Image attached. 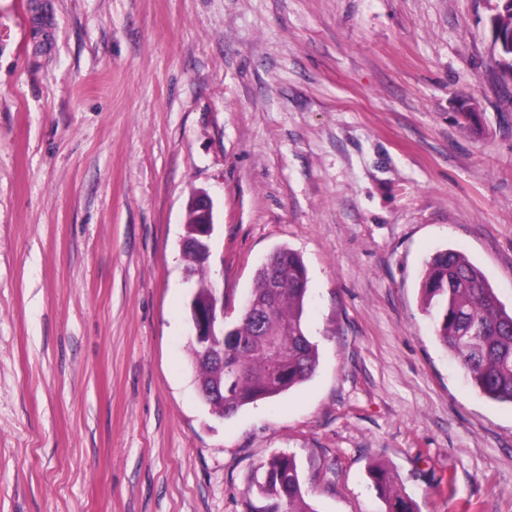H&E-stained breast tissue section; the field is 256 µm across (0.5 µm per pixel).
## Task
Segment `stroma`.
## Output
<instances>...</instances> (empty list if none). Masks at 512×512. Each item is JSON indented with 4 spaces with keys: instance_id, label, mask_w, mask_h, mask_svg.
Returning a JSON list of instances; mask_svg holds the SVG:
<instances>
[{
    "instance_id": "stroma-1",
    "label": "stroma",
    "mask_w": 512,
    "mask_h": 512,
    "mask_svg": "<svg viewBox=\"0 0 512 512\" xmlns=\"http://www.w3.org/2000/svg\"><path fill=\"white\" fill-rule=\"evenodd\" d=\"M0 0V512H512V405L419 306L463 251L512 304V78L487 0ZM477 119L462 124L464 103ZM237 314L277 247L319 365L226 418L200 400L193 191ZM191 210L199 216L198 231L195 237L183 240L182 246L198 252H209V240L214 232L213 204L209 194L203 190L194 191L189 203ZM257 494L269 502L268 512H316L302 493L301 476L294 456L278 454L260 466ZM368 471L374 487L386 505L384 512H418L412 500L400 491L394 475L383 463H371Z\"/></svg>"
}]
</instances>
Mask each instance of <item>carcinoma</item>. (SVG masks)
I'll list each match as a JSON object with an SVG mask.
<instances>
[{"mask_svg": "<svg viewBox=\"0 0 512 512\" xmlns=\"http://www.w3.org/2000/svg\"><path fill=\"white\" fill-rule=\"evenodd\" d=\"M494 25L512 32V0H500ZM187 268L200 274L196 302L213 287L207 258L183 252ZM255 272L249 296L259 314L241 311L224 324V361L198 363L199 345L189 343L195 382L224 387V404L215 414L227 417L259 400L273 399L308 381L319 364L318 345L304 325L307 272L300 256L286 246L271 254ZM278 291H269L271 281ZM421 309L432 320L435 336L455 357L474 388L486 398L512 404V308L500 300L483 272L463 253L443 249L432 255L419 284ZM257 494L268 501L267 512H316L302 493L295 457L273 455L260 466ZM370 478L386 505L385 512H417L381 462L369 465Z\"/></svg>", "mask_w": 512, "mask_h": 512, "instance_id": "1", "label": "carcinoma"}]
</instances>
